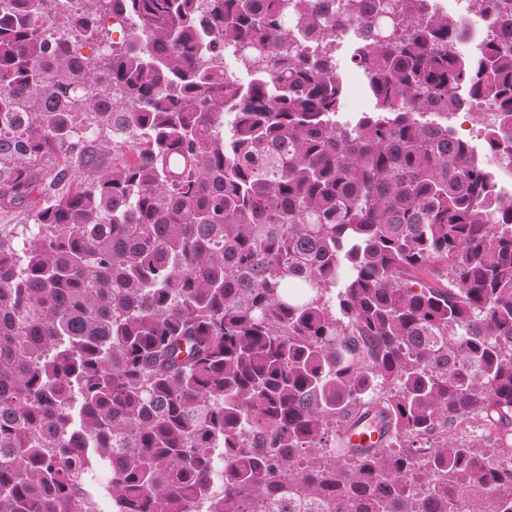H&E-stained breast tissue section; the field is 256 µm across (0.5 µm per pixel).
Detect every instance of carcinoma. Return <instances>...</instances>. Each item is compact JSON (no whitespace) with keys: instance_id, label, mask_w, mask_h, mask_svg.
I'll use <instances>...</instances> for the list:
<instances>
[{"instance_id":"obj_1","label":"carcinoma","mask_w":512,"mask_h":512,"mask_svg":"<svg viewBox=\"0 0 512 512\" xmlns=\"http://www.w3.org/2000/svg\"><path fill=\"white\" fill-rule=\"evenodd\" d=\"M462 40L425 0L0 10V209L55 191L0 230V512H92L99 469L112 512H512V200L421 120L463 90L512 140V52ZM341 73L346 82V93L343 99L341 110L336 115V121L339 123H354L364 112L373 111V102L367 92V82L365 77L352 69L346 54L341 56ZM42 203V197L36 195L35 201L31 204V208L8 211L0 210V229L4 227L5 229L10 230L12 227H14V224H17V226L15 227V235L18 237L15 239V241L18 244H21L23 238V224H32V209H34V207L36 206L37 208H39L42 205Z\"/></svg>"}]
</instances>
